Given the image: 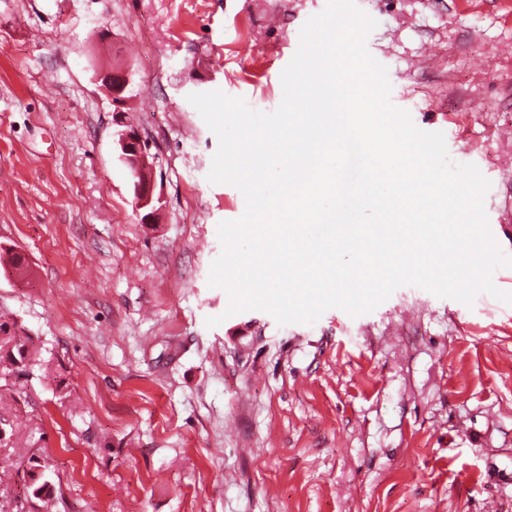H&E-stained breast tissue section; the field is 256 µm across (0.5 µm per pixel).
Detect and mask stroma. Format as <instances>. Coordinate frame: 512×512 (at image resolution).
<instances>
[{
  "label": "stroma",
  "instance_id": "35a3bbf8",
  "mask_svg": "<svg viewBox=\"0 0 512 512\" xmlns=\"http://www.w3.org/2000/svg\"><path fill=\"white\" fill-rule=\"evenodd\" d=\"M391 100L512 197V0H357ZM326 0H0V316L38 353L0 365V512H512V305L402 287L313 324L226 315L210 287L241 192L188 102L270 113ZM130 68L118 117L99 71ZM127 119L161 195L141 221ZM222 316L217 326L210 317ZM55 484L30 495V458Z\"/></svg>",
  "mask_w": 512,
  "mask_h": 512
}]
</instances>
